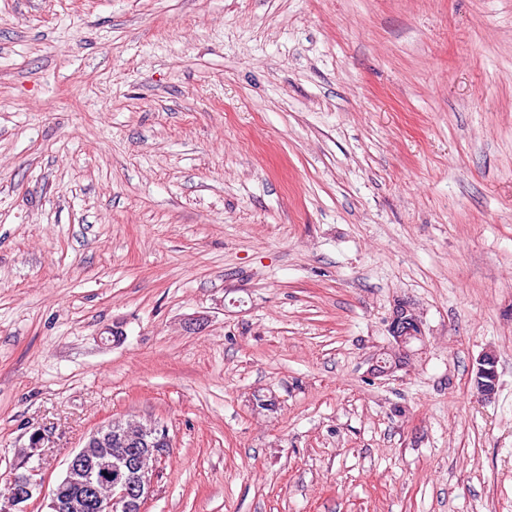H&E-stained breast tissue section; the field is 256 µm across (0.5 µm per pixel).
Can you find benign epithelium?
I'll use <instances>...</instances> for the list:
<instances>
[{
    "mask_svg": "<svg viewBox=\"0 0 512 512\" xmlns=\"http://www.w3.org/2000/svg\"><path fill=\"white\" fill-rule=\"evenodd\" d=\"M390 357L373 361L371 373L384 376L410 355L409 346L424 342L420 320L405 305L393 312ZM495 355L486 351L479 358L475 385L485 399L497 390ZM44 441L35 432L30 450L24 452L20 468L23 477L10 476L7 493L0 497V512H26L28 501L36 498L46 512H147L155 481L171 448L168 427L155 419H112L93 430L85 444L67 461L63 474L46 483L41 468L29 465ZM91 448L103 452L92 456Z\"/></svg>",
    "mask_w": 512,
    "mask_h": 512,
    "instance_id": "benign-epithelium-1",
    "label": "benign epithelium"
}]
</instances>
